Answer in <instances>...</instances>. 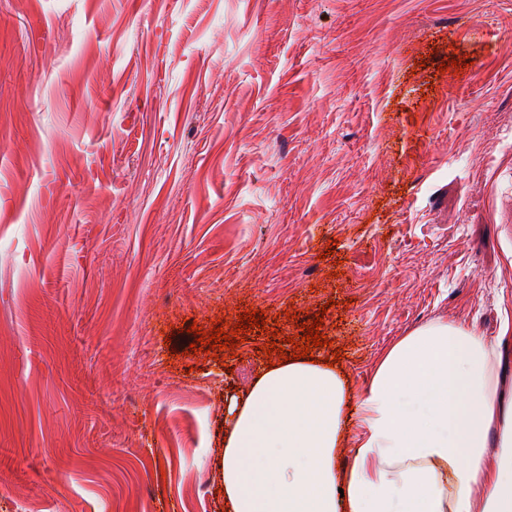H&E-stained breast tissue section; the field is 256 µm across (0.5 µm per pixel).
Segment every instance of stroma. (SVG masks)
Segmentation results:
<instances>
[{
	"label": "stroma",
	"mask_w": 512,
	"mask_h": 512,
	"mask_svg": "<svg viewBox=\"0 0 512 512\" xmlns=\"http://www.w3.org/2000/svg\"><path fill=\"white\" fill-rule=\"evenodd\" d=\"M511 31L512 0H0V512H224V400L318 313L355 395L436 318L512 387Z\"/></svg>",
	"instance_id": "obj_1"
}]
</instances>
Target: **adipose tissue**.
<instances>
[{
	"instance_id": "1",
	"label": "adipose tissue",
	"mask_w": 512,
	"mask_h": 512,
	"mask_svg": "<svg viewBox=\"0 0 512 512\" xmlns=\"http://www.w3.org/2000/svg\"><path fill=\"white\" fill-rule=\"evenodd\" d=\"M501 347L429 322L384 351L358 398L342 370L309 357L261 368L224 408L226 512H512Z\"/></svg>"
}]
</instances>
